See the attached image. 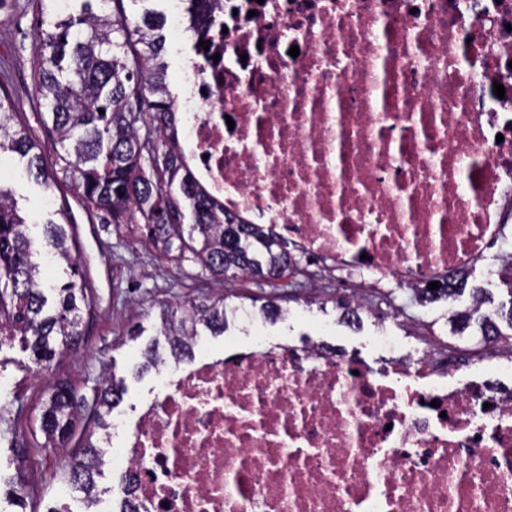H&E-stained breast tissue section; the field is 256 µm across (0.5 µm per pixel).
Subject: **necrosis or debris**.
I'll return each instance as SVG.
<instances>
[{
	"mask_svg": "<svg viewBox=\"0 0 512 512\" xmlns=\"http://www.w3.org/2000/svg\"><path fill=\"white\" fill-rule=\"evenodd\" d=\"M177 97L194 183L354 293L468 271L512 223V0H211ZM298 56H291V47ZM502 84L497 97L494 84ZM253 343L158 370L127 512H512V388Z\"/></svg>",
	"mask_w": 512,
	"mask_h": 512,
	"instance_id": "4bbe7bcc",
	"label": "necrosis or debris"
}]
</instances>
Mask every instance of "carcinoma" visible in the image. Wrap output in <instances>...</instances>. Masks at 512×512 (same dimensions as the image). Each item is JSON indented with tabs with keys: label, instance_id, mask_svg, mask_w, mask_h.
<instances>
[{
	"label": "carcinoma",
	"instance_id": "carcinoma-1",
	"mask_svg": "<svg viewBox=\"0 0 512 512\" xmlns=\"http://www.w3.org/2000/svg\"><path fill=\"white\" fill-rule=\"evenodd\" d=\"M13 0L31 8L38 25L33 50V76L38 100L49 110L44 122L62 153L48 168L39 144L22 119L19 107L0 85V156L11 153L24 163L35 183L48 188L61 182L74 190L90 215L121 229L135 224L140 238L156 256L201 267L194 280L201 287L228 281L272 285L294 260L288 247L256 224H241L212 204L192 184L179 155L173 131L175 97L164 61V16L146 11L133 21L125 0ZM104 113H99V110ZM77 237L68 221L50 218L42 239L29 233L12 191L0 183V334L20 336L34 363L47 368L56 356L75 349L84 336L82 310H91L94 283L77 264ZM69 268L67 278L46 295L41 283L47 258ZM511 296L509 305L486 313L473 306L454 311L447 323L452 334L512 339L498 323L512 330V267L498 270ZM465 276L434 291L412 294L424 306L463 294ZM233 294L218 293L207 303L191 305L182 315L160 313L159 335L172 356L191 355L201 324L213 335L227 329L239 308ZM124 392L123 381L101 376L87 396L68 382L55 386L39 409L38 430L25 440L36 462L51 448L73 444L59 462L58 478L91 491L102 474L99 432H108L112 413ZM0 439L20 446V433L8 417H0Z\"/></svg>",
	"mask_w": 512,
	"mask_h": 512
}]
</instances>
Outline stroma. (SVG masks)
I'll return each instance as SVG.
<instances>
[{
    "label": "stroma",
    "instance_id": "obj_1",
    "mask_svg": "<svg viewBox=\"0 0 512 512\" xmlns=\"http://www.w3.org/2000/svg\"><path fill=\"white\" fill-rule=\"evenodd\" d=\"M33 39L31 15L17 12L9 16L0 9V56L10 60L8 87L44 160L51 166L60 147L43 130L32 75ZM0 182L11 189L19 208L31 221L32 236H40L41 223L54 211H65L68 222L78 229L83 244L80 259L89 267L99 294L95 313L84 318L83 342L39 375L30 374L31 355L19 341L0 346V405L18 394L29 406H38L57 382L68 381L81 388L109 366L123 378L127 388L118 414L135 417L157 382L154 374H137L136 367L154 338L160 308L166 303L187 307L204 301L206 289L196 287L193 281L199 265L189 261L180 266L158 262L152 249L139 242L138 231L119 235L105 231L81 206L73 190L36 185L27 178L21 163L7 155L0 157ZM385 288L396 292L398 303L405 306L404 312L393 313L385 297L372 296L368 299L371 313L364 315L361 328L352 329L340 324V311L334 305L335 300L349 296L348 287L332 278H296L290 287L287 320L264 323L261 332L272 343L285 338L296 343L308 339L324 344L374 369H388L397 360L418 356L425 342L444 344L449 360L467 363L471 375L498 385H512V374L491 371L486 362L471 358L469 351L474 348V341L450 335L444 325L445 315L467 307L468 296L420 306L408 304L407 294L401 291L397 280H389ZM135 324L142 325L144 333L132 338L127 331ZM381 328L395 341V348L372 343V336ZM27 454V449L0 444V512H47L58 499L59 483L50 471L27 486L23 506L15 505L8 480L14 475L15 462Z\"/></svg>",
    "mask_w": 512,
    "mask_h": 512
}]
</instances>
